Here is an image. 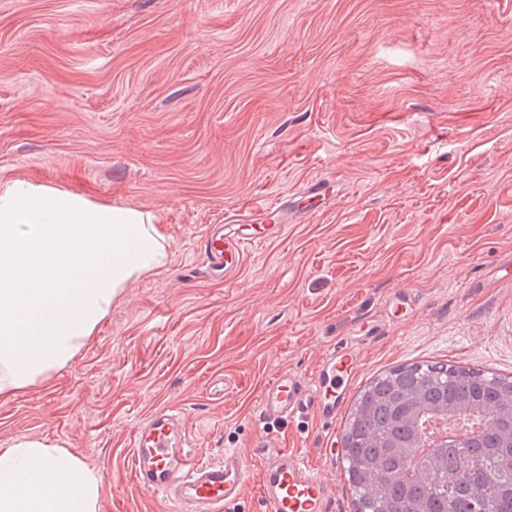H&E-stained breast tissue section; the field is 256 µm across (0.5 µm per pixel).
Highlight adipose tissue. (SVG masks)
I'll use <instances>...</instances> for the list:
<instances>
[{
	"instance_id": "adipose-tissue-1",
	"label": "adipose tissue",
	"mask_w": 512,
	"mask_h": 512,
	"mask_svg": "<svg viewBox=\"0 0 512 512\" xmlns=\"http://www.w3.org/2000/svg\"><path fill=\"white\" fill-rule=\"evenodd\" d=\"M153 212L22 179L0 182V399L48 380L113 302L165 266ZM99 475L38 440L0 445V512H98Z\"/></svg>"
}]
</instances>
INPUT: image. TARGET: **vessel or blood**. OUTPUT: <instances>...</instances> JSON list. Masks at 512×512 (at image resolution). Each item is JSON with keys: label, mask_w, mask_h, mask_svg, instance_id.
Here are the masks:
<instances>
[{"label": "vessel or blood", "mask_w": 512, "mask_h": 512, "mask_svg": "<svg viewBox=\"0 0 512 512\" xmlns=\"http://www.w3.org/2000/svg\"><path fill=\"white\" fill-rule=\"evenodd\" d=\"M289 201L260 207L237 223L211 225L201 246L203 264L215 276L234 273L249 245L278 237L288 220ZM362 361L358 344L345 341L325 351L310 376L276 369L256 402L266 422L315 417L333 424ZM176 416L161 409L133 434L134 479L141 489L172 501L177 512H234L250 483L251 471L235 449L220 460L200 462L180 449ZM333 486L319 466L287 448L271 449L260 480L262 512H331Z\"/></svg>", "instance_id": "obj_1"}]
</instances>
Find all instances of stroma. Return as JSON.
Returning <instances> with one entry per match:
<instances>
[{"label":"stroma","mask_w":512,"mask_h":512,"mask_svg":"<svg viewBox=\"0 0 512 512\" xmlns=\"http://www.w3.org/2000/svg\"><path fill=\"white\" fill-rule=\"evenodd\" d=\"M151 211L166 265L50 380L0 400L102 478L99 512H172L132 474L136 425L177 413L192 457L342 448L345 420L260 421L375 324L355 386L433 361L512 376V0H0V181ZM328 180L229 277L208 225ZM412 313L387 314L396 291Z\"/></svg>","instance_id":"stroma-1"}]
</instances>
